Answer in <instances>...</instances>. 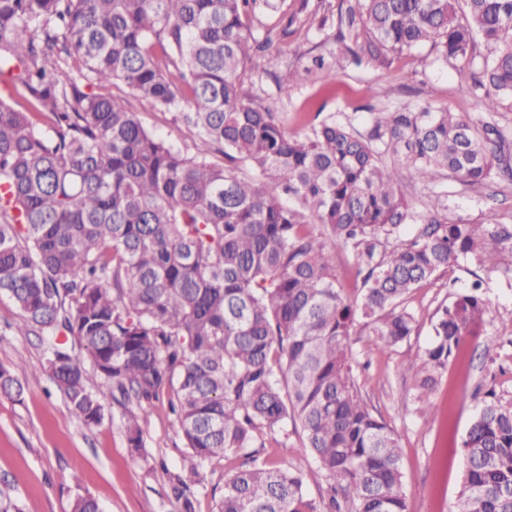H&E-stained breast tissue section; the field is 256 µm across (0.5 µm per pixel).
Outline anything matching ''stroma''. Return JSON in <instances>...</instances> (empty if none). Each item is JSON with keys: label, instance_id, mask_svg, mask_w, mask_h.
Listing matches in <instances>:
<instances>
[{"label": "stroma", "instance_id": "obj_1", "mask_svg": "<svg viewBox=\"0 0 512 512\" xmlns=\"http://www.w3.org/2000/svg\"><path fill=\"white\" fill-rule=\"evenodd\" d=\"M277 2L278 11L263 22L287 34L271 50V74L247 72L244 89L248 99L287 113L288 131H298L319 111L365 132L375 113L405 103L490 122L512 147V112H483L468 87L437 64L429 49L393 57L385 67L368 61L356 65L341 49L355 43V31H346L344 42L334 39L343 0ZM319 56L325 68L312 67ZM279 81L290 83L288 96L277 95ZM131 106L146 128L192 148V134L173 123L170 114L144 100H132ZM444 188L450 218L482 219L490 203L501 221L512 223V183L448 180ZM476 282L487 305L485 321L465 337L439 377L435 401L440 411L419 412L409 397L415 385L411 364L430 340L433 312ZM405 304L416 329L396 347L378 348L371 327L356 326L350 350L358 363V386L398 437L410 512H457L462 440L473 415L488 389L512 396V275L461 260L414 289ZM17 321L13 302L0 294V366L23 388L18 397L0 393V484L15 489L24 512H71L73 501L84 495L97 499L103 512H179L172 477L182 470L186 448L167 398L154 403L142 424L147 461L133 459L124 410L111 390L102 394L103 422L90 430L79 424L47 371L40 336L19 334Z\"/></svg>", "mask_w": 512, "mask_h": 512}]
</instances>
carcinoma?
Instances as JSON below:
<instances>
[{"label":"carcinoma","mask_w":512,"mask_h":512,"mask_svg":"<svg viewBox=\"0 0 512 512\" xmlns=\"http://www.w3.org/2000/svg\"><path fill=\"white\" fill-rule=\"evenodd\" d=\"M339 23L362 28L352 61L382 66L429 48L486 112L512 111V0H345ZM274 0H0V293L19 333L45 338L48 369L74 417L102 423L94 387L124 413L130 455L140 420L166 392L189 450L191 487L229 454L213 512H408L394 430L363 399L349 349L355 325L381 348L411 336L403 306L460 259L512 273V224L493 212L448 218L447 192L427 220L399 194L424 182L512 181L500 132L454 112L402 105L368 133L315 113L302 133L245 99L246 68L268 71L286 30L254 23ZM480 35L484 51L477 49ZM123 86V94L100 92ZM173 114L190 152L145 128L129 98ZM250 170L240 174L241 168ZM406 224L407 242L387 248ZM351 249L363 288L349 299L334 249ZM479 286L435 312L413 361L410 398L434 409L439 374L486 313ZM93 366L85 370L75 348ZM300 430L303 459H258L267 438ZM458 512H512V398L490 389L462 441ZM316 465L327 497L307 498ZM0 512H24L0 487Z\"/></svg>","instance_id":"1"}]
</instances>
